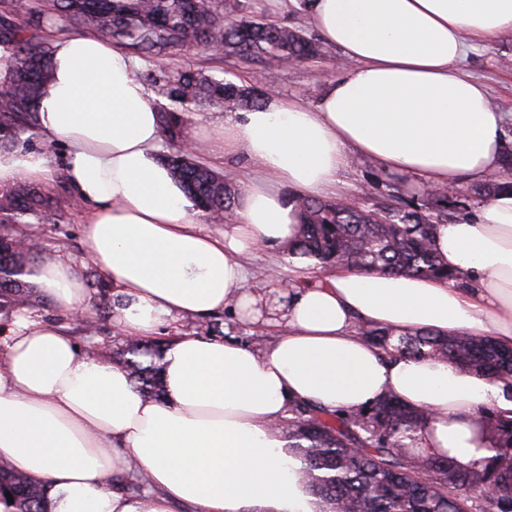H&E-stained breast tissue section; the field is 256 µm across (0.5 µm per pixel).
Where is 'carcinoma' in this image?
Wrapping results in <instances>:
<instances>
[{"label": "carcinoma", "instance_id": "obj_1", "mask_svg": "<svg viewBox=\"0 0 512 512\" xmlns=\"http://www.w3.org/2000/svg\"><path fill=\"white\" fill-rule=\"evenodd\" d=\"M54 21L82 28L133 57L150 62L181 50H210L245 63L266 58L302 61L322 46L299 29L255 18L232 20L224 0H0V55L11 71L0 79V149H15L37 126L36 103L52 76L53 45L39 36ZM266 96L254 87L200 72L171 69L156 85L162 157L196 205L215 223L233 215L238 193L224 175L183 150L190 115L224 103L255 108ZM73 205L41 187L17 182L0 188V313L29 304L25 274L34 246H20L19 225L62 217ZM300 235L288 248L319 268L441 278L466 285L462 272L440 263L431 246L435 225L461 209V191L432 187L423 201L389 196L365 210L341 200L299 199ZM357 333L387 355L435 358L464 366L512 388V348L489 336H436L359 324ZM165 344L130 341L113 363L131 376L145 396L164 395L161 360ZM422 409L385 395L356 412L328 411L305 402L289 411L283 435L319 512H512V411L493 408L482 433L494 456L478 469L450 459L421 458L415 450L425 428ZM11 494L12 512H47L43 487L0 463V497Z\"/></svg>", "mask_w": 512, "mask_h": 512}]
</instances>
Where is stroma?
I'll list each match as a JSON object with an SVG mask.
<instances>
[{"label": "stroma", "instance_id": "stroma-1", "mask_svg": "<svg viewBox=\"0 0 512 512\" xmlns=\"http://www.w3.org/2000/svg\"><path fill=\"white\" fill-rule=\"evenodd\" d=\"M229 10L237 16L259 15L313 34L307 13L299 3L293 0L287 11L275 8L272 0H227ZM342 53L336 47L328 45L322 56L293 64H282L271 59L260 65H246L233 56L214 54L208 51H183L160 62H139L138 70L145 85H152L166 68H191L218 79L226 78L240 85L261 87L270 86L273 95L283 99L297 100L304 104H314L327 81L340 73ZM463 71L479 80L488 88L500 111L512 114V34L481 43L472 51L462 64ZM405 196H421V187L412 185L409 178L394 181L371 160L355 157L340 176L337 186V198H347L370 208L383 196L393 192ZM84 208L77 205L61 221H48L34 225L37 234L40 255L53 257L61 255L83 261L82 224ZM294 263L287 249H264L257 251L247 259L252 272L249 285L255 292L278 298L289 294V280L272 282L267 270L273 266L290 268ZM86 284L90 290L92 303L100 309L101 315L93 332H86L81 323L69 322L68 328L76 342L81 346L102 352L106 348H116L125 341L122 331L112 321V291L109 282L104 280L92 264L85 263ZM218 325V339H231L249 346H256L258 340L272 336L276 328L266 321L249 323L239 320L232 309H225L214 318Z\"/></svg>", "mask_w": 512, "mask_h": 512}]
</instances>
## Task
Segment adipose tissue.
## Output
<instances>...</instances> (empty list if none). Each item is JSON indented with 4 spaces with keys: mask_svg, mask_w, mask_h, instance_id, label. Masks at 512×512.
Instances as JSON below:
<instances>
[{
    "mask_svg": "<svg viewBox=\"0 0 512 512\" xmlns=\"http://www.w3.org/2000/svg\"><path fill=\"white\" fill-rule=\"evenodd\" d=\"M307 6L345 66L314 106L273 97L208 124L222 154L251 161L219 232L163 162L132 58L92 34L55 44L38 130L67 149L66 179L86 207L85 255L114 286L112 318L127 337L227 307L257 320L266 304L248 285L247 257L288 245L298 197L334 192L352 156L447 187L498 166L512 118L460 64L476 44L512 32V0ZM50 176L44 153L0 150V186ZM431 244L468 287L296 264L281 332L258 349L174 336L160 401L58 325L32 315L0 322V462L41 484L52 512H170L175 502L195 512H316L276 423L299 400L353 412L392 393L428 416L419 455L482 467L492 452L479 417L512 408L503 384L437 359L385 355L356 326L489 336L512 348V194L437 225ZM30 278L62 316H92L75 262L39 259ZM133 470L147 493L110 489V476Z\"/></svg>",
    "mask_w": 512,
    "mask_h": 512,
    "instance_id": "obj_1",
    "label": "adipose tissue"
}]
</instances>
